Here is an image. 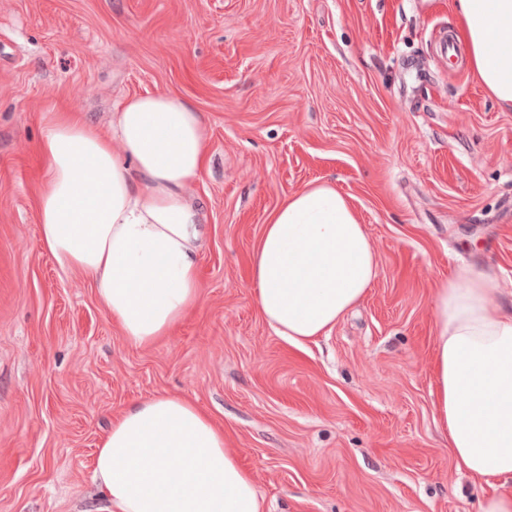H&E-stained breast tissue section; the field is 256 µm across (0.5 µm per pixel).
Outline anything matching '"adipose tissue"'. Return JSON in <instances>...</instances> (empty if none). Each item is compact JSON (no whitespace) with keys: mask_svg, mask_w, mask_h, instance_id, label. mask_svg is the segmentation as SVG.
<instances>
[{"mask_svg":"<svg viewBox=\"0 0 512 512\" xmlns=\"http://www.w3.org/2000/svg\"><path fill=\"white\" fill-rule=\"evenodd\" d=\"M454 8L471 70L512 108V0ZM206 142L201 113L166 93L127 100L105 133L82 113H54L40 140V245L91 283L134 345L168 334L198 303L206 226L184 188L208 165ZM377 274L364 225L327 182L289 195L250 257L260 314L297 345L331 330ZM492 284L463 266L435 285L434 407L457 470L487 490L479 512H512V299L493 302ZM93 480L106 512H264L223 430L176 396L135 402L112 422Z\"/></svg>","mask_w":512,"mask_h":512,"instance_id":"adipose-tissue-1","label":"adipose tissue"}]
</instances>
